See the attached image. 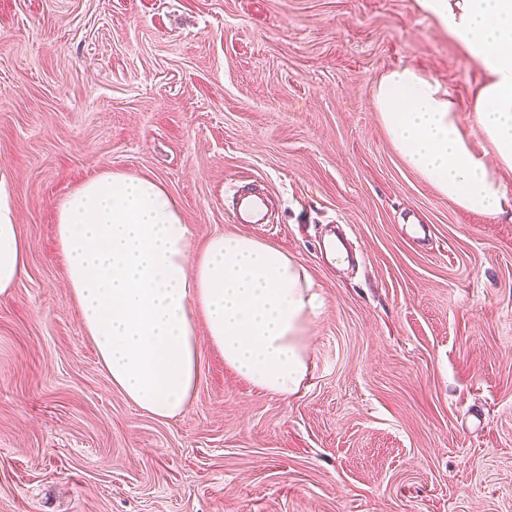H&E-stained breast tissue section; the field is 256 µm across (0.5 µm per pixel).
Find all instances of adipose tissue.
<instances>
[{
  "mask_svg": "<svg viewBox=\"0 0 512 512\" xmlns=\"http://www.w3.org/2000/svg\"><path fill=\"white\" fill-rule=\"evenodd\" d=\"M483 74L476 151L450 93L419 70L393 69L373 101L398 155L461 207L512 220V0H419ZM56 235L83 326L114 386L159 419L180 414L199 382L197 327L240 377L295 394L308 373L305 328L320 302L306 270L246 234L196 244L155 179L101 172L61 203ZM27 245L14 190L0 174V294L22 274Z\"/></svg>",
  "mask_w": 512,
  "mask_h": 512,
  "instance_id": "ef3b65f1",
  "label": "adipose tissue"
}]
</instances>
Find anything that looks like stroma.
<instances>
[{"label": "stroma", "mask_w": 512, "mask_h": 512, "mask_svg": "<svg viewBox=\"0 0 512 512\" xmlns=\"http://www.w3.org/2000/svg\"><path fill=\"white\" fill-rule=\"evenodd\" d=\"M412 66L465 126L480 70L417 0H0V168L26 267L0 295V512H512V221L407 166L373 103ZM109 170L156 178L197 242L307 270L300 392L254 388L199 330L158 420L113 387L55 238ZM264 191L238 224L231 196Z\"/></svg>", "instance_id": "35a3bbf8"}]
</instances>
